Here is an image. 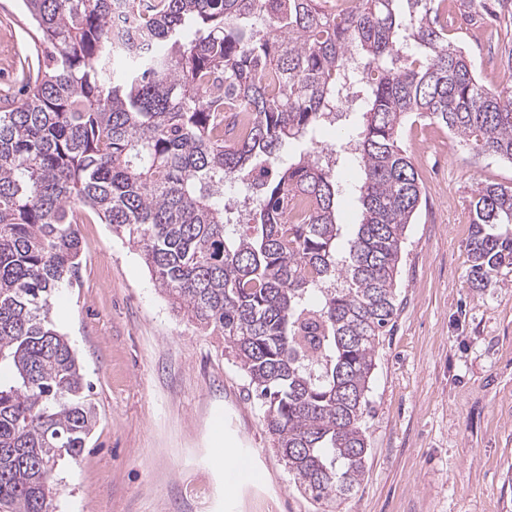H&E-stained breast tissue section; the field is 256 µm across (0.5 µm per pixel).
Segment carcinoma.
<instances>
[{"label": "carcinoma", "mask_w": 512, "mask_h": 512, "mask_svg": "<svg viewBox=\"0 0 512 512\" xmlns=\"http://www.w3.org/2000/svg\"><path fill=\"white\" fill-rule=\"evenodd\" d=\"M48 63L0 106V512H54L58 461L80 457L97 413L50 298L77 281V225L137 244L173 308L224 339L273 448L313 502L364 479L376 354L398 306V264L423 183L401 144L443 124L512 163V84L483 85L440 21L447 0H127L137 36L114 39L113 0H21ZM512 44V0H459ZM364 111L343 152L362 219L341 248L336 169L316 130L349 91ZM310 149L290 158L288 141ZM252 191L231 221L224 186ZM470 282L512 265V185L477 187Z\"/></svg>", "instance_id": "1"}]
</instances>
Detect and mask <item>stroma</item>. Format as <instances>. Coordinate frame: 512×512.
<instances>
[{"label":"stroma","instance_id":"obj_1","mask_svg":"<svg viewBox=\"0 0 512 512\" xmlns=\"http://www.w3.org/2000/svg\"><path fill=\"white\" fill-rule=\"evenodd\" d=\"M0 96L22 98V64L42 53L20 0H0ZM424 185L402 245L401 310L368 392L359 491L336 512H512V268L469 280L473 193L512 184V164L475 155L433 121L401 135ZM337 221H360L356 167L339 159ZM78 285L51 298L98 421L59 468L57 512H322L272 447L222 338L173 309L138 248L81 225ZM247 481L224 480L226 452Z\"/></svg>","mask_w":512,"mask_h":512}]
</instances>
